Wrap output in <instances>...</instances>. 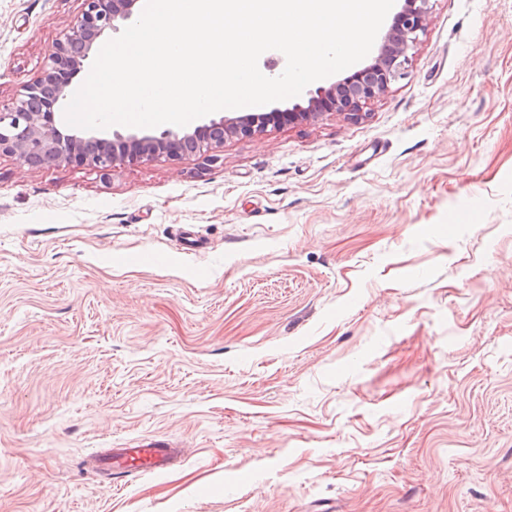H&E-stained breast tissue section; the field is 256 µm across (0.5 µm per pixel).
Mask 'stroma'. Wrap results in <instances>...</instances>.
<instances>
[{
	"mask_svg": "<svg viewBox=\"0 0 512 512\" xmlns=\"http://www.w3.org/2000/svg\"><path fill=\"white\" fill-rule=\"evenodd\" d=\"M429 6L359 119L0 154V512H512V0ZM80 9L0 0L1 104ZM181 448H171L168 444L151 447L111 448L92 458L94 467L107 472L127 475L146 472H161L179 457Z\"/></svg>",
	"mask_w": 512,
	"mask_h": 512,
	"instance_id": "1",
	"label": "stroma"
}]
</instances>
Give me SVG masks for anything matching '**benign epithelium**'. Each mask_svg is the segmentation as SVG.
<instances>
[{
  "mask_svg": "<svg viewBox=\"0 0 512 512\" xmlns=\"http://www.w3.org/2000/svg\"><path fill=\"white\" fill-rule=\"evenodd\" d=\"M429 2L402 0L371 62L345 79L309 93L304 106L298 103L286 112L274 109L213 117L191 132H114L105 137L93 130H61L57 111L71 95L72 78L98 41L132 19L138 0H83L81 14L53 44L40 76L23 84L10 103L0 104V154L15 155L31 166L76 162L106 175L118 163H139L156 155L207 154L224 144L226 135L250 137L286 120L310 121L326 112L357 119L362 105L407 75L409 51L427 26Z\"/></svg>",
  "mask_w": 512,
  "mask_h": 512,
  "instance_id": "7a95c632",
  "label": "benign epithelium"
}]
</instances>
